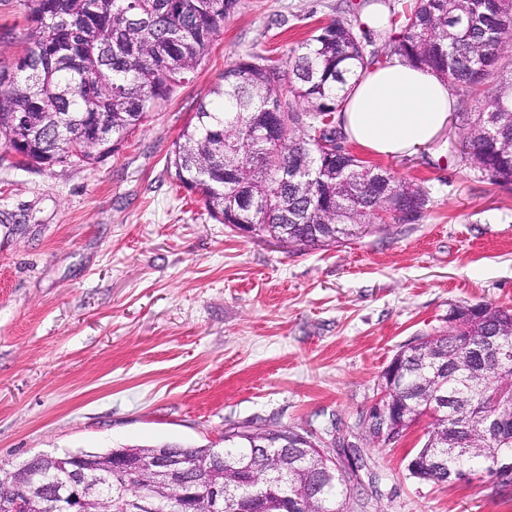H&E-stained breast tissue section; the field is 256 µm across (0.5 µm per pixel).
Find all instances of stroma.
I'll list each match as a JSON object with an SVG mask.
<instances>
[{
  "label": "stroma",
  "instance_id": "35a3bbf8",
  "mask_svg": "<svg viewBox=\"0 0 512 512\" xmlns=\"http://www.w3.org/2000/svg\"><path fill=\"white\" fill-rule=\"evenodd\" d=\"M363 0H236L208 56L120 148L94 164L30 167L0 145V466L118 445H224L293 427L337 467L360 456L348 512H512L488 476L441 485L407 470L430 426L373 447L362 417L398 352L449 329L452 306L512 308V186L466 159L449 113L416 152L350 153L429 197L423 218L321 249L211 219L168 168L224 71L275 60ZM25 0H0V68L28 44Z\"/></svg>",
  "mask_w": 512,
  "mask_h": 512
}]
</instances>
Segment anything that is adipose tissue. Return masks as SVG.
Wrapping results in <instances>:
<instances>
[{
  "instance_id": "adipose-tissue-1",
  "label": "adipose tissue",
  "mask_w": 512,
  "mask_h": 512,
  "mask_svg": "<svg viewBox=\"0 0 512 512\" xmlns=\"http://www.w3.org/2000/svg\"><path fill=\"white\" fill-rule=\"evenodd\" d=\"M453 103L445 81L393 59L349 81L340 118L350 140L372 154L395 156L429 143Z\"/></svg>"
}]
</instances>
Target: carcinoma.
<instances>
[{
	"label": "carcinoma",
	"instance_id": "obj_1",
	"mask_svg": "<svg viewBox=\"0 0 512 512\" xmlns=\"http://www.w3.org/2000/svg\"><path fill=\"white\" fill-rule=\"evenodd\" d=\"M236 0H26L29 46L9 72L0 69V140L18 164L71 161L95 164L119 149L130 126L168 100L208 55ZM398 31L391 52L463 91L484 96L471 121L474 165L493 181L512 185V66L500 63L499 43L512 39V0H406L388 17ZM368 30L336 19L277 63L251 55L224 70L213 99L199 104L174 143L169 160L176 182L199 193L222 224H250L256 236L318 249L357 236L400 197L418 194L423 217L429 199L355 155L328 147L345 138L336 120L348 79L379 62L368 51ZM459 321L395 356L400 374L385 394L392 433L365 426L373 442L389 445L422 414L432 418L410 476L442 483L448 473L474 475L494 459L512 456V309L478 302L459 305ZM191 457L183 486L151 471L158 453ZM102 461L140 457L144 468L124 481L93 475L100 488L87 512H125L137 489L149 490L161 512H210L204 491L185 489L205 468L232 496L235 512L251 493L265 512H283L284 499L304 512H345L343 473L325 453L290 427L238 431L224 449L162 444L81 451ZM19 480L41 486L32 512H69L56 497L58 471L49 457L0 472V512H11L9 489Z\"/></svg>",
	"mask_w": 512,
	"mask_h": 512
}]
</instances>
